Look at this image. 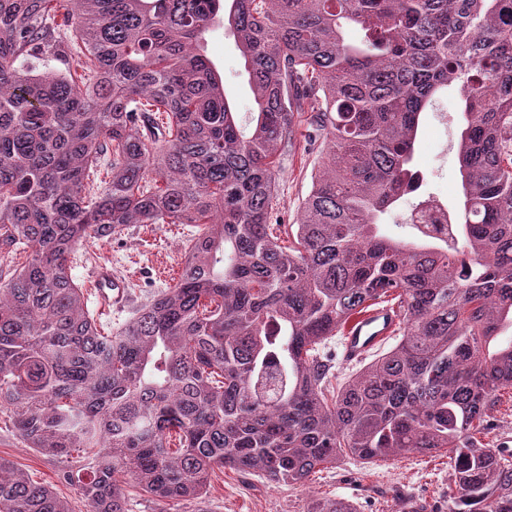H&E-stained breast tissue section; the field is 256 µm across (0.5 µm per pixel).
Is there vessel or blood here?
<instances>
[{
	"label": "vessel or blood",
	"instance_id": "1",
	"mask_svg": "<svg viewBox=\"0 0 512 512\" xmlns=\"http://www.w3.org/2000/svg\"><path fill=\"white\" fill-rule=\"evenodd\" d=\"M91 287L98 314H111L112 311L123 308L128 300L126 281L107 264L101 263L93 268ZM400 321L401 314L398 310L380 305L352 316L344 326L340 350L342 362H362L390 337L396 335Z\"/></svg>",
	"mask_w": 512,
	"mask_h": 512
}]
</instances>
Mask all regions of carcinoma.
<instances>
[{
	"mask_svg": "<svg viewBox=\"0 0 512 512\" xmlns=\"http://www.w3.org/2000/svg\"><path fill=\"white\" fill-rule=\"evenodd\" d=\"M225 10L245 121L206 54ZM47 56L77 71L26 66ZM451 83L455 245L394 240L378 218L413 188L420 115ZM306 113L326 149L287 248L276 182ZM129 224L198 233L178 281L104 336L71 259ZM0 247L28 253L0 270V403L90 512H125L122 475L197 498L217 469L302 483L441 449L448 512H512V460L474 436L512 389V337L489 350L512 329V0H0ZM389 297L397 343L327 396L329 343ZM0 512L72 509L0 458Z\"/></svg>",
	"mask_w": 512,
	"mask_h": 512,
	"instance_id": "obj_1",
	"label": "carcinoma"
}]
</instances>
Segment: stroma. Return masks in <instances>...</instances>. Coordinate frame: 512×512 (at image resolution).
Returning <instances> with one entry per match:
<instances>
[{
	"label": "stroma",
	"mask_w": 512,
	"mask_h": 512,
	"mask_svg": "<svg viewBox=\"0 0 512 512\" xmlns=\"http://www.w3.org/2000/svg\"><path fill=\"white\" fill-rule=\"evenodd\" d=\"M207 54L224 79L231 103L238 112H251L253 95L244 59L227 28L219 25L208 33ZM461 126L458 90L452 86L420 116L411 163L412 171L420 177V187L381 215L384 234L396 240L419 241V233L403 222L402 215L418 196L427 193L443 196L453 212L462 210L464 196L456 153ZM308 131L307 123H300L296 148L278 177V220L285 225L296 223L325 149L323 141L311 140ZM194 232L189 224H131L78 249L72 275L79 285L87 284L90 271L100 262L111 264L115 273L130 282L126 308L109 317H97L101 332H117L149 297L175 284L185 246ZM0 457L30 479L52 486L73 512H88L80 489L62 479L59 462L29 447L16 434L5 407L0 409ZM448 476V455L444 452L410 453L373 463L345 457L300 484L275 485L255 475L225 470L212 476L200 498L162 500L130 487L126 504L127 512H309L316 501L343 498L352 502L357 512H401L408 501L420 512H448Z\"/></svg>",
	"instance_id": "35a3bbf8"
}]
</instances>
